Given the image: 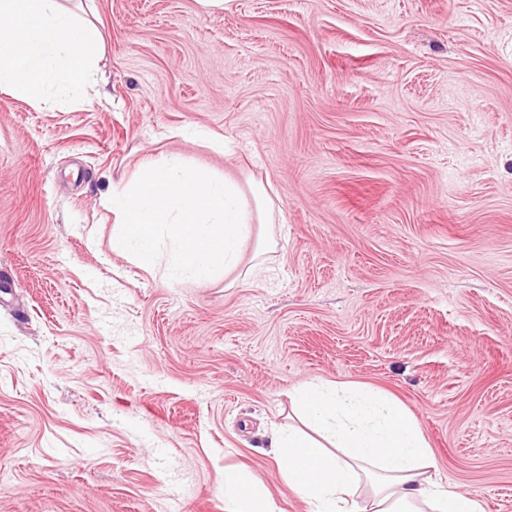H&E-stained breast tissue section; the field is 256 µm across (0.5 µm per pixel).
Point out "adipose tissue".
Instances as JSON below:
<instances>
[{
	"label": "adipose tissue",
	"instance_id": "1",
	"mask_svg": "<svg viewBox=\"0 0 512 512\" xmlns=\"http://www.w3.org/2000/svg\"><path fill=\"white\" fill-rule=\"evenodd\" d=\"M103 51L99 29L61 0H0V89L45 103L88 97ZM112 248L144 269L155 241L173 247L172 273L202 282L235 269L255 225L277 224L282 207L260 184L242 186L175 158H147L112 188ZM300 426L272 433L289 488L308 512H482L476 496L434 480L427 438L386 392L311 378L289 394ZM231 512H276L245 470L224 473Z\"/></svg>",
	"mask_w": 512,
	"mask_h": 512
}]
</instances>
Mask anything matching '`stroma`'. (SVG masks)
<instances>
[{"mask_svg": "<svg viewBox=\"0 0 512 512\" xmlns=\"http://www.w3.org/2000/svg\"><path fill=\"white\" fill-rule=\"evenodd\" d=\"M89 102L0 90V512H227L320 376L385 390L433 479L512 512V0H71ZM200 127L224 150L181 136ZM283 207L255 280L113 251L145 157Z\"/></svg>", "mask_w": 512, "mask_h": 512, "instance_id": "obj_1", "label": "stroma"}]
</instances>
